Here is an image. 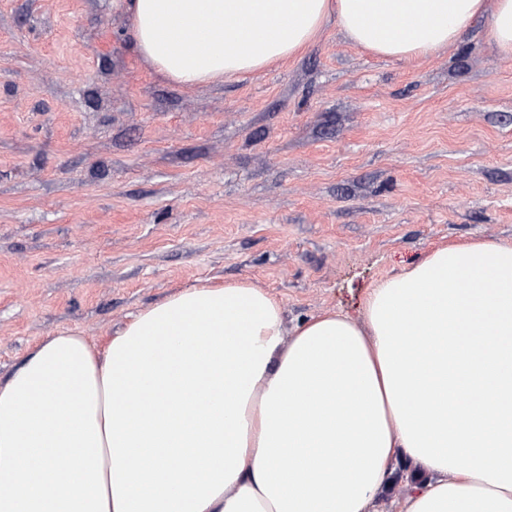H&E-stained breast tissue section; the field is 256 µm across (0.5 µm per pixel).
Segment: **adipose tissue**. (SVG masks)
<instances>
[{
    "instance_id": "1",
    "label": "adipose tissue",
    "mask_w": 512,
    "mask_h": 512,
    "mask_svg": "<svg viewBox=\"0 0 512 512\" xmlns=\"http://www.w3.org/2000/svg\"><path fill=\"white\" fill-rule=\"evenodd\" d=\"M124 6L140 55L185 87L293 58L331 21L410 61L482 18L512 55V0ZM396 474L400 512H512V245H437L361 318L290 337L274 296L208 280L101 345L47 337L0 382V512H380Z\"/></svg>"
}]
</instances>
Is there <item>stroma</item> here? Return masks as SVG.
<instances>
[{"label":"stroma","mask_w":512,"mask_h":512,"mask_svg":"<svg viewBox=\"0 0 512 512\" xmlns=\"http://www.w3.org/2000/svg\"><path fill=\"white\" fill-rule=\"evenodd\" d=\"M130 26L122 0H0L1 380L200 279L264 288L292 328L359 315L434 245L512 244V58L483 21L414 62L330 22L190 88Z\"/></svg>","instance_id":"1"}]
</instances>
